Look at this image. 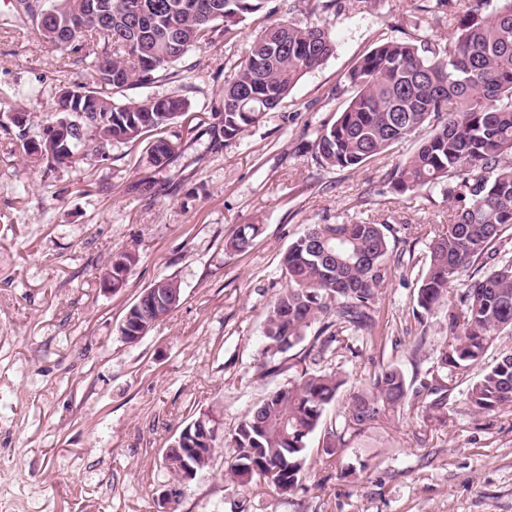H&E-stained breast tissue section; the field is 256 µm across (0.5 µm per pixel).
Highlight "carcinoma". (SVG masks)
I'll list each match as a JSON object with an SVG mask.
<instances>
[{"instance_id":"1","label":"carcinoma","mask_w":512,"mask_h":512,"mask_svg":"<svg viewBox=\"0 0 512 512\" xmlns=\"http://www.w3.org/2000/svg\"><path fill=\"white\" fill-rule=\"evenodd\" d=\"M268 0H103L106 13L82 19L85 0H14L0 14V26L27 23L39 38L56 47L85 52L91 59L88 81H73L74 94H56L53 118L30 135L13 132L19 149L42 140L68 113L81 114L69 131L67 154L39 160L54 170L95 150L112 159V146L130 144L149 132L185 119L191 103L184 95L137 98L136 85L175 78V67L192 49L224 40L236 42L238 24L264 11ZM465 19L448 33V52L421 29V17L405 21L406 39H386L359 60L336 87L345 107L318 131L314 150L322 168L355 169L408 136L425 132L417 148L388 172L394 192L414 194L425 186L448 198V223L428 245L412 316L420 320L447 302L451 351L442 367L449 375L477 370L465 400L476 413L512 407V352L486 363L498 336L512 332V0H473ZM326 26L273 21L257 31L248 54L224 84L223 110L212 122L200 120L188 132L205 131L212 146L239 136L275 112L296 83L333 54ZM177 146L155 143L153 166L165 169ZM387 224L356 221L315 224L292 241L281 257L288 277L266 309L264 355L272 361L302 343L319 325L304 358L313 367L256 404L224 445L233 449L224 480L246 491L254 477L281 494L294 491L307 466V442L322 426L323 414L346 380L335 370L318 369L336 353L344 336L362 340L376 322L377 300L393 266L405 253L391 248ZM259 225L237 227L225 251H246ZM137 261L129 249L112 256V288L126 284ZM467 281H462L464 276ZM464 282L458 299L449 288ZM181 297V284L163 278L146 299L131 306L119 328L145 330ZM412 384L403 371L382 365L368 382L349 394L348 412L325 430L324 453L339 451L344 437L379 420L405 412ZM216 445L195 454L169 448L163 467L176 478L207 468Z\"/></svg>"}]
</instances>
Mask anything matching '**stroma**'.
<instances>
[{
  "label": "stroma",
  "mask_w": 512,
  "mask_h": 512,
  "mask_svg": "<svg viewBox=\"0 0 512 512\" xmlns=\"http://www.w3.org/2000/svg\"><path fill=\"white\" fill-rule=\"evenodd\" d=\"M422 0H377L371 9L324 16L334 54L305 75L277 111L239 138L211 149L187 123L166 127L180 151L166 171L149 162L153 134L49 171L23 158L0 133V512H157L172 486L164 448L200 415L227 436L248 410L287 386L296 370L268 373L267 306L288 281L280 258L310 225L364 216L397 232L392 246L413 262L395 268L378 301L371 340L338 349L333 368L355 385L386 364L415 388L449 386L448 408L414 403L403 417L347 434L333 456L322 434L308 442L306 474L288 495L254 479L238 494L224 481L229 448L181 485L176 512H512V408L473 414L460 377H449L444 313L412 316L427 247L447 223L441 193H394L386 173L414 149L394 144L350 169H325L313 144L344 101L343 75ZM231 45L196 48L178 81L145 96L186 91L192 116L222 109L224 81L247 54L258 25L240 24ZM87 61L43 43L30 30L0 29V101L31 120L50 117L56 92L83 78ZM240 224L261 230L230 254ZM135 250L124 288L108 292L100 273L115 253ZM182 296L138 342L118 332L139 295L163 277Z\"/></svg>",
  "instance_id": "1"
}]
</instances>
